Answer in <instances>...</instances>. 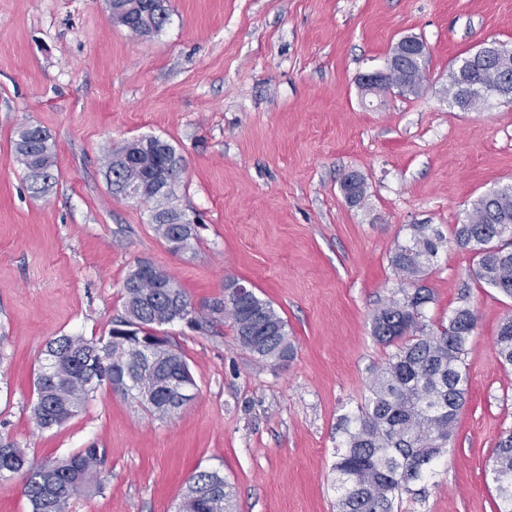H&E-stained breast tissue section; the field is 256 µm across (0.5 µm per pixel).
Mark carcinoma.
<instances>
[{
  "instance_id": "1",
  "label": "carcinoma",
  "mask_w": 512,
  "mask_h": 512,
  "mask_svg": "<svg viewBox=\"0 0 512 512\" xmlns=\"http://www.w3.org/2000/svg\"><path fill=\"white\" fill-rule=\"evenodd\" d=\"M124 3L125 27L140 26L143 0ZM497 77V70L471 68L467 57H460L448 70V96L464 111L486 106V99L464 93V86L468 82L482 85ZM14 151L27 170L31 188L44 192L54 179L50 135L40 127L24 126L17 131ZM125 151L124 145L108 150L106 172L121 182L140 181L144 200L154 203L152 223L169 250L193 249L197 230H191L184 241L175 238V233L186 229L175 220L185 215L169 205L170 194L158 196L149 184L159 172L176 178L180 160L174 149L152 157ZM452 242L474 252L477 261L471 276L475 280L512 298V188L475 200L455 226ZM445 243L438 229L412 224L409 240L397 246L392 257L401 298L375 311L372 334L377 341L395 346V352L374 370L368 398L339 423L342 438L333 464L337 512H395L403 496L413 492L412 484L433 477L435 466L448 453L457 414L468 393L464 358L476 317L463 305L448 313L446 323L435 327L425 323L424 309L434 301V294L422 281ZM142 266L138 263L125 279L124 316L113 323L108 336L63 335L47 343L32 407L39 428L64 425L100 387L113 385L119 392L120 384L131 379L145 389L138 403L150 414L165 418L176 413L175 387L194 382L186 359L168 339L148 356L138 344L177 317L196 328L220 319L203 315L187 319L186 293L165 272ZM255 304L248 313L223 297L208 308L213 314L228 307L227 319L238 345L257 361L276 368L280 358L294 356L287 322L270 302L257 296ZM495 350L502 365L512 366V314L500 324ZM104 466L106 452L94 444L67 457L36 463L17 442L0 437V480L22 477L30 512H73L76 498L102 489ZM489 473L499 492V512H512L511 431L500 435ZM231 501L224 476L216 470L199 471L188 479L178 512H231Z\"/></svg>"
}]
</instances>
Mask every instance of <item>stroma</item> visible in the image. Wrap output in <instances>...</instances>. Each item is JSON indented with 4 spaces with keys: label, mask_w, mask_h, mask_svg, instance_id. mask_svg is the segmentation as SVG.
<instances>
[{
    "label": "stroma",
    "mask_w": 512,
    "mask_h": 512,
    "mask_svg": "<svg viewBox=\"0 0 512 512\" xmlns=\"http://www.w3.org/2000/svg\"><path fill=\"white\" fill-rule=\"evenodd\" d=\"M414 35L422 89L361 101L359 75ZM483 41L512 47V0H170L162 30L137 37L107 0H0V435L42 462L96 444L101 491L76 512H176L188 478L219 471L236 512H336L338 424L392 350L372 335L398 294L391 264L408 227L451 236L479 196L512 183V100L460 111L448 68ZM56 152L47 192L17 162L20 125ZM153 136L181 159L172 206L199 216L194 250L172 253L152 203L113 193L103 152ZM357 172L352 206L340 182ZM167 272L195 305L236 278L272 302L295 347L258 363L230 322L168 326L198 396L170 418L101 387L59 428L31 408L46 344L107 335L137 262ZM472 251L448 245L424 284L429 323L470 306L466 402L434 478L398 512H496L488 470L512 430V368L496 358L512 299L471 279Z\"/></svg>",
    "instance_id": "35a3bbf8"
}]
</instances>
